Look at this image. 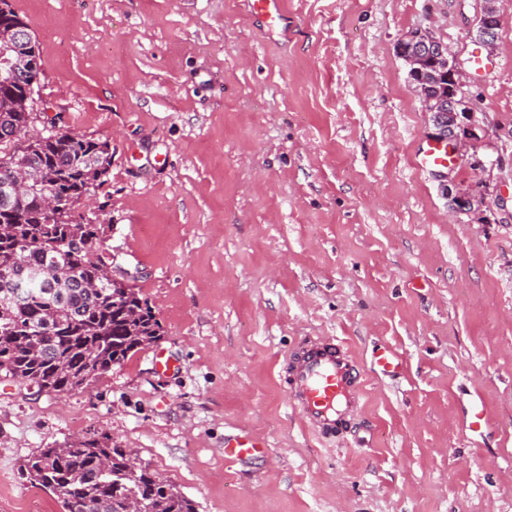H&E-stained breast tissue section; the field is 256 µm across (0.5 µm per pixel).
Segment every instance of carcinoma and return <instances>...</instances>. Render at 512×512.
Returning a JSON list of instances; mask_svg holds the SVG:
<instances>
[{
	"mask_svg": "<svg viewBox=\"0 0 512 512\" xmlns=\"http://www.w3.org/2000/svg\"><path fill=\"white\" fill-rule=\"evenodd\" d=\"M420 94L448 105L445 79L418 81ZM24 72L0 81V376L38 391L83 389L112 366L155 343L161 326L148 301L99 279L108 265L101 224L74 218L76 206L107 171L112 155L99 141L63 132L20 145L32 112L13 103ZM23 168L69 203L55 216L41 191L17 198L6 172ZM131 455L98 439L42 448L23 461L20 478L50 491L64 512H127L136 498L143 512H197L194 501L158 473L131 470Z\"/></svg>",
	"mask_w": 512,
	"mask_h": 512,
	"instance_id": "obj_1",
	"label": "carcinoma"
}]
</instances>
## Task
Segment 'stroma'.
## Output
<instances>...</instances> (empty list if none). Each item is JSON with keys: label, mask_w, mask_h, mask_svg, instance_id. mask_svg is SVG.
I'll return each instance as SVG.
<instances>
[{"label": "stroma", "mask_w": 512, "mask_h": 512, "mask_svg": "<svg viewBox=\"0 0 512 512\" xmlns=\"http://www.w3.org/2000/svg\"><path fill=\"white\" fill-rule=\"evenodd\" d=\"M10 2L43 67L28 134L110 143L75 217L105 226L162 336L65 395L0 377V512L31 490L25 458L81 438L198 512H512V0L479 74L485 0H285L284 35L247 0ZM413 31L456 61L481 170L417 167L435 127L396 51ZM318 337L365 381L339 444L288 404L289 356ZM243 433L268 454L225 460Z\"/></svg>", "instance_id": "1"}]
</instances>
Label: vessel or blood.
Listing matches in <instances>:
<instances>
[{
    "mask_svg": "<svg viewBox=\"0 0 512 512\" xmlns=\"http://www.w3.org/2000/svg\"><path fill=\"white\" fill-rule=\"evenodd\" d=\"M252 13L270 28L287 24L284 0H249ZM448 150L439 143H427L418 161L419 167L446 166ZM288 403L304 424L327 441L345 439L359 418L364 385L357 362L343 341L327 339L313 342L297 351L288 369ZM267 443L243 434L227 439L224 456L243 460L263 456Z\"/></svg>",
    "mask_w": 512,
    "mask_h": 512,
    "instance_id": "vessel-or-blood-1",
    "label": "vessel or blood"
}]
</instances>
